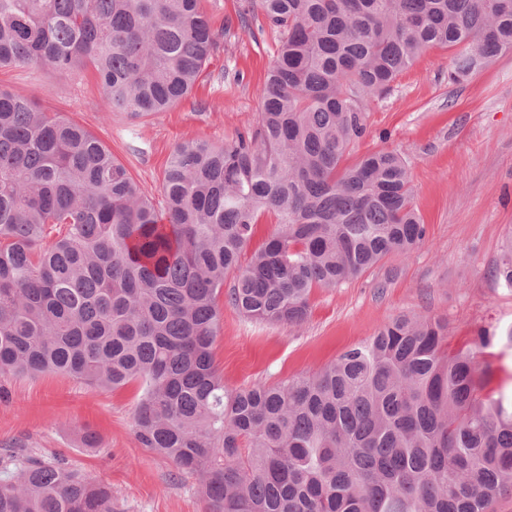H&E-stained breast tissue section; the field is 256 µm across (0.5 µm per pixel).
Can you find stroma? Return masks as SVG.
<instances>
[{"instance_id":"1","label":"stroma","mask_w":512,"mask_h":512,"mask_svg":"<svg viewBox=\"0 0 512 512\" xmlns=\"http://www.w3.org/2000/svg\"><path fill=\"white\" fill-rule=\"evenodd\" d=\"M225 36L188 97L166 112L132 118L109 111L92 70L46 74L0 69V87L35 99L102 141L137 182L158 187L173 148L192 139L221 144L255 128L277 40L262 17L240 24L242 0H202ZM450 54L421 55L390 92L366 106L367 132L350 152L359 158L394 150L408 161L425 244L385 257L336 289L314 290L298 326L257 321L219 296L214 364L226 387L278 384L319 372L365 342L396 315L447 319L450 345L478 330L512 326V289L492 269L512 231V53L463 83L449 78ZM131 383L98 390L61 373L0 375V453L61 454L112 486L113 512H204L194 476L139 443ZM99 448H84L82 428Z\"/></svg>"}]
</instances>
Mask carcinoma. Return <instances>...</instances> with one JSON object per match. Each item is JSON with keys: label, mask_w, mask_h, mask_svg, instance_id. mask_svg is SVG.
<instances>
[{"label": "carcinoma", "mask_w": 512, "mask_h": 512, "mask_svg": "<svg viewBox=\"0 0 512 512\" xmlns=\"http://www.w3.org/2000/svg\"><path fill=\"white\" fill-rule=\"evenodd\" d=\"M257 13L279 36L257 128L175 146L161 211L96 136L0 88V374L139 383V442L209 512H491L512 495V395L479 356L512 327L450 352L448 320L399 315L315 375L235 390L212 349L228 277L239 313L299 325L314 289L426 242L406 158L345 157L427 50L455 81L511 51L512 0H245L241 22ZM222 37L200 0H0V67L89 65L133 118L187 97ZM493 275L512 288V234ZM0 512H112V485L9 450Z\"/></svg>", "instance_id": "1"}]
</instances>
